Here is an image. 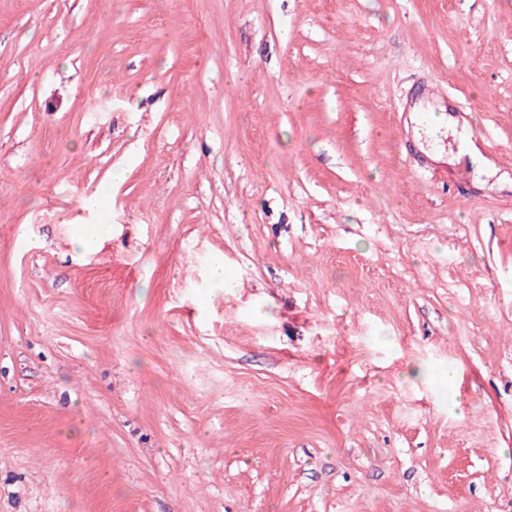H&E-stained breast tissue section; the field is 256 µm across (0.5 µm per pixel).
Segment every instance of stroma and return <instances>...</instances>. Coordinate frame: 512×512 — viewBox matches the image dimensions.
<instances>
[{
  "label": "stroma",
  "mask_w": 512,
  "mask_h": 512,
  "mask_svg": "<svg viewBox=\"0 0 512 512\" xmlns=\"http://www.w3.org/2000/svg\"><path fill=\"white\" fill-rule=\"evenodd\" d=\"M511 150L512 0H0V512H512Z\"/></svg>",
  "instance_id": "obj_1"
}]
</instances>
